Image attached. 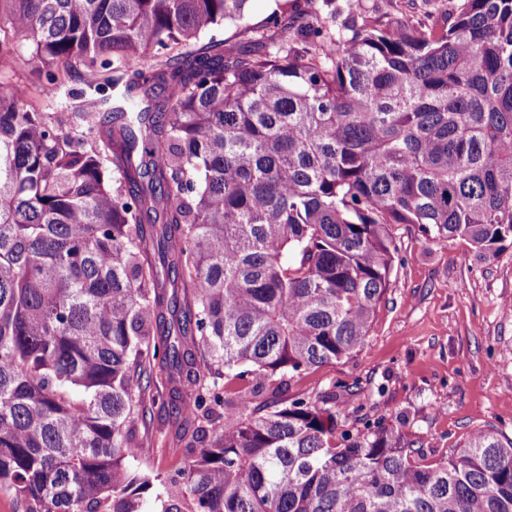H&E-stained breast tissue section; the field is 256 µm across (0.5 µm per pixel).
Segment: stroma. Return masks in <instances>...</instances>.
<instances>
[{
    "mask_svg": "<svg viewBox=\"0 0 512 512\" xmlns=\"http://www.w3.org/2000/svg\"><path fill=\"white\" fill-rule=\"evenodd\" d=\"M283 0H250L243 23L205 31L199 44L243 41L247 27L266 24ZM456 0H362L363 14L382 24H428L451 13ZM90 71L73 69L54 83L25 61L0 64V84L24 85L26 101L58 112L82 101ZM389 288L364 347L353 356L301 375L289 391L307 397L336 382L364 393L347 403L349 418L401 422L429 458L447 455L479 428L512 438V242L498 255L476 257L463 239L438 246L415 226L396 231ZM172 409L161 393L137 428L138 462L167 471L186 452L168 434Z\"/></svg>",
    "mask_w": 512,
    "mask_h": 512,
    "instance_id": "1",
    "label": "stroma"
}]
</instances>
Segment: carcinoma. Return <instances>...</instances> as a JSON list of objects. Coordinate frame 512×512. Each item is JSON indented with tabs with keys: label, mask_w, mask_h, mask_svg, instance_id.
<instances>
[{
	"label": "carcinoma",
	"mask_w": 512,
	"mask_h": 512,
	"mask_svg": "<svg viewBox=\"0 0 512 512\" xmlns=\"http://www.w3.org/2000/svg\"><path fill=\"white\" fill-rule=\"evenodd\" d=\"M0 61L111 73L63 120L0 85V492L22 512H512V439L426 463L291 380L366 342L395 226L512 240V0L195 48L249 0H4ZM288 9V10H290ZM283 10V17H288ZM183 466H133L154 372Z\"/></svg>",
	"instance_id": "carcinoma-1"
}]
</instances>
